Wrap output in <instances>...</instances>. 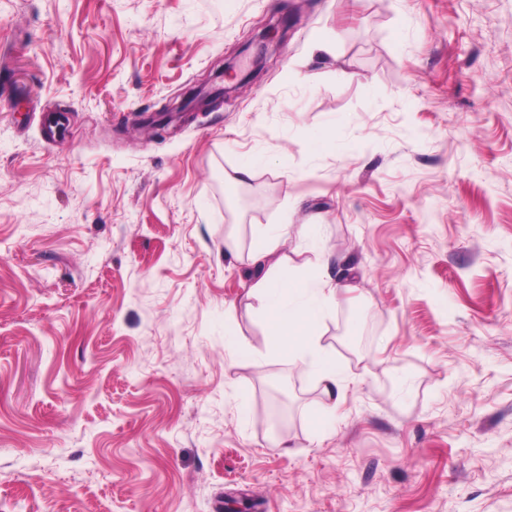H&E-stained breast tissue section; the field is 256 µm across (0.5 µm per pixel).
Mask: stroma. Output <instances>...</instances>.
Masks as SVG:
<instances>
[{"mask_svg":"<svg viewBox=\"0 0 512 512\" xmlns=\"http://www.w3.org/2000/svg\"><path fill=\"white\" fill-rule=\"evenodd\" d=\"M285 14L242 93L131 130ZM276 224L354 284L323 426L309 368L248 356ZM242 496L512 512V0H0V512Z\"/></svg>","mask_w":512,"mask_h":512,"instance_id":"1","label":"stroma"}]
</instances>
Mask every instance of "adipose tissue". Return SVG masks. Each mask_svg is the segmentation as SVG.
I'll use <instances>...</instances> for the list:
<instances>
[{
	"label": "adipose tissue",
	"mask_w": 512,
	"mask_h": 512,
	"mask_svg": "<svg viewBox=\"0 0 512 512\" xmlns=\"http://www.w3.org/2000/svg\"><path fill=\"white\" fill-rule=\"evenodd\" d=\"M283 238L275 230L259 242L248 296L256 303V313L271 324L268 354L288 351L294 361L311 368L330 398L343 389L344 379L335 355L321 344V329L340 285L327 276L324 263L291 267L281 250Z\"/></svg>",
	"instance_id": "ef3b65f1"
}]
</instances>
